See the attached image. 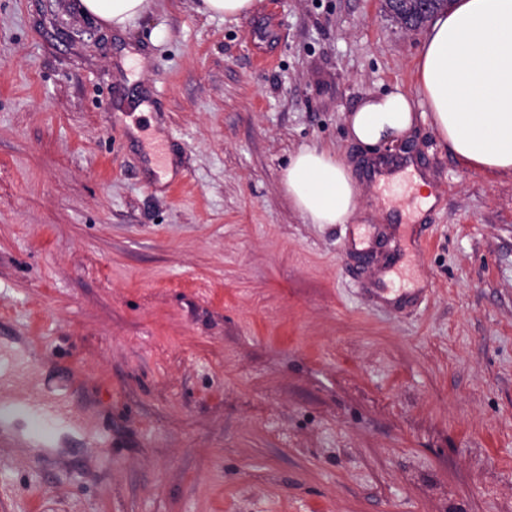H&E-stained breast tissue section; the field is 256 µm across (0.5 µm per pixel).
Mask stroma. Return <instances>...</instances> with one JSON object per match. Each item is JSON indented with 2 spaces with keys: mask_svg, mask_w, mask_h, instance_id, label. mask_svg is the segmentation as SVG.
<instances>
[{
  "mask_svg": "<svg viewBox=\"0 0 512 512\" xmlns=\"http://www.w3.org/2000/svg\"><path fill=\"white\" fill-rule=\"evenodd\" d=\"M198 6L119 34L0 0V351L85 434L0 449V512H512V175L463 166L423 107L398 146L343 122L416 93L424 31L381 0ZM307 145L350 162L347 223L285 197ZM379 159L437 204L378 189ZM199 11L212 16L242 17L248 15L255 4L254 0H199Z\"/></svg>",
  "mask_w": 512,
  "mask_h": 512,
  "instance_id": "1",
  "label": "stroma"
}]
</instances>
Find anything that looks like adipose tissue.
<instances>
[{"label": "adipose tissue", "instance_id": "adipose-tissue-1", "mask_svg": "<svg viewBox=\"0 0 512 512\" xmlns=\"http://www.w3.org/2000/svg\"><path fill=\"white\" fill-rule=\"evenodd\" d=\"M154 0H80L82 11L125 32ZM418 93L367 94L345 113L351 140L372 148L407 133L427 107L439 137L470 168L512 174V0H454L438 12L418 62ZM292 206L310 223L343 224L356 212L359 190L336 151L298 150L284 173Z\"/></svg>", "mask_w": 512, "mask_h": 512}]
</instances>
